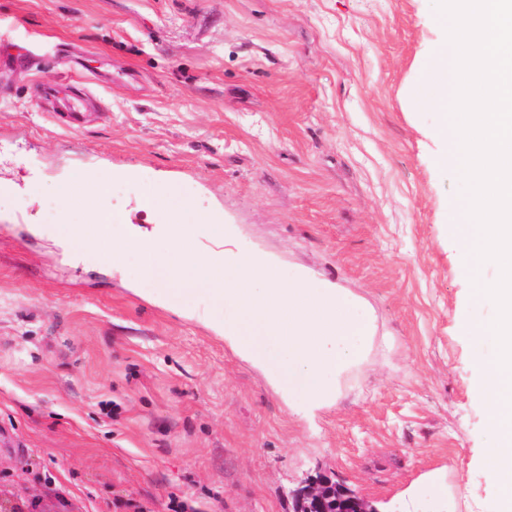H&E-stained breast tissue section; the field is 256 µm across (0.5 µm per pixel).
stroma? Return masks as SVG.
I'll use <instances>...</instances> for the list:
<instances>
[{
    "mask_svg": "<svg viewBox=\"0 0 512 512\" xmlns=\"http://www.w3.org/2000/svg\"><path fill=\"white\" fill-rule=\"evenodd\" d=\"M433 0H0V499L42 512H292L325 474L382 512H499L489 408L462 318L455 166L407 96ZM97 81L79 127L33 81ZM111 167L121 223L153 232L147 185L215 213L242 251L371 310L331 404L288 406L224 339L232 313L137 285L44 232L55 182Z\"/></svg>",
    "mask_w": 512,
    "mask_h": 512,
    "instance_id": "1",
    "label": "stroma"
}]
</instances>
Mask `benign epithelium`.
<instances>
[{
  "label": "benign epithelium",
  "mask_w": 512,
  "mask_h": 512,
  "mask_svg": "<svg viewBox=\"0 0 512 512\" xmlns=\"http://www.w3.org/2000/svg\"><path fill=\"white\" fill-rule=\"evenodd\" d=\"M291 496L294 512H379L373 501L326 476L306 479Z\"/></svg>",
  "instance_id": "7a95c632"
}]
</instances>
